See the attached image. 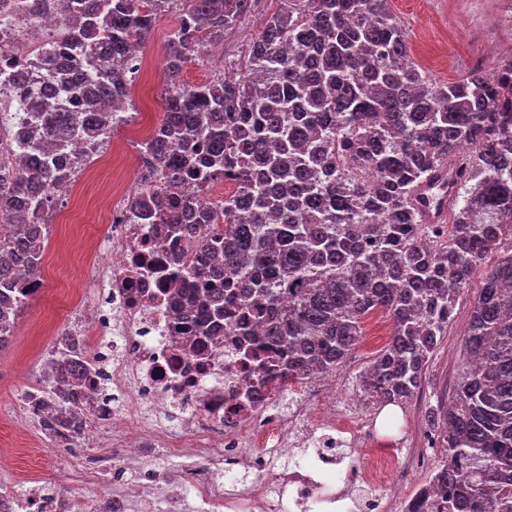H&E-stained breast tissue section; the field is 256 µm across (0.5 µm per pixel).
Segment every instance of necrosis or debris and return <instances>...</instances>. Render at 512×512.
Wrapping results in <instances>:
<instances>
[{
	"label": "necrosis or debris",
	"mask_w": 512,
	"mask_h": 512,
	"mask_svg": "<svg viewBox=\"0 0 512 512\" xmlns=\"http://www.w3.org/2000/svg\"><path fill=\"white\" fill-rule=\"evenodd\" d=\"M33 0H0V57L23 64L17 82L0 67V133L19 155L27 138L23 105L42 87L40 46L56 26L54 8L30 16ZM130 193L114 198L94 272L71 312L66 335L83 339L92 377L112 399L82 411L90 452L47 481L18 491L0 486L9 512H401L414 466L403 439L381 445L375 421L350 397L336 411L335 377L287 385L244 355L255 324L223 326L188 342L172 288L182 246L149 224L130 221ZM288 407H279L281 397ZM177 462L179 485L162 490ZM111 485L90 498L56 488Z\"/></svg>",
	"instance_id": "obj_1"
}]
</instances>
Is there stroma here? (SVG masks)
<instances>
[{
  "label": "stroma",
  "instance_id": "stroma-1",
  "mask_svg": "<svg viewBox=\"0 0 512 512\" xmlns=\"http://www.w3.org/2000/svg\"><path fill=\"white\" fill-rule=\"evenodd\" d=\"M276 7L275 0H258L254 14L224 38L213 60L192 61L185 65L186 83L206 82L223 63L234 61L240 51L256 37L265 14ZM497 0H389V8L407 33L411 60L428 75L442 82H453L478 71L494 75L501 58L512 56V35L499 36L495 24ZM177 18L159 17L143 44L140 54L149 69L132 93L133 116L128 125L114 131L112 138L124 142L122 155L110 164L95 167L89 187L81 196L63 193L54 215L53 233L46 245L40 278L42 293L24 309L11 343L0 350V466L20 470L24 478L38 480L62 468L73 451L59 449L55 456L38 458L35 438L30 429L14 418L15 398L22 381L37 382L40 355L53 347V335H39V328L52 324L55 332L65 328L70 307L80 294L87 276V265L78 250L92 251L96 236L104 231L112 197V184L133 186L136 180L132 164L138 151L134 128L156 127L163 117L165 74L163 60L168 32ZM481 274H474L464 296L458 301L455 318L432 354L425 378L423 399L396 406V417L387 421L381 407H371L380 439L406 434V450L424 449L431 431L428 415L438 397L450 396L457 375L464 325L481 286ZM380 322L384 335L392 323L384 313L375 320H364L358 348L350 355L336 376L341 393L353 394L359 388L361 374L385 343L373 340V322Z\"/></svg>",
  "mask_w": 512,
  "mask_h": 512
}]
</instances>
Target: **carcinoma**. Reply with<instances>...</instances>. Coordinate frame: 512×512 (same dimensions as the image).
<instances>
[{
  "label": "carcinoma",
  "instance_id": "cac0c4a2",
  "mask_svg": "<svg viewBox=\"0 0 512 512\" xmlns=\"http://www.w3.org/2000/svg\"><path fill=\"white\" fill-rule=\"evenodd\" d=\"M62 17L32 113L25 167L0 157V350L38 276L63 158L78 136L110 132L131 101L132 62L159 16L166 41L163 118L141 148L148 190L134 224L201 253L179 275L194 287L183 319L260 327L256 358L284 378L333 373L363 319L392 321L361 380L368 403L400 405L426 366L472 275L482 287L463 329L450 402L439 410L445 458L411 512H512V58L497 75L437 83L410 61L387 0H276L231 71L188 85L184 66L224 42L257 0H56ZM235 185L205 207L213 182ZM454 186L452 223L432 239L425 211ZM201 224L221 230L198 235ZM74 336L58 339L38 400L50 436L79 435L89 369Z\"/></svg>",
  "mask_w": 512,
  "mask_h": 512
}]
</instances>
